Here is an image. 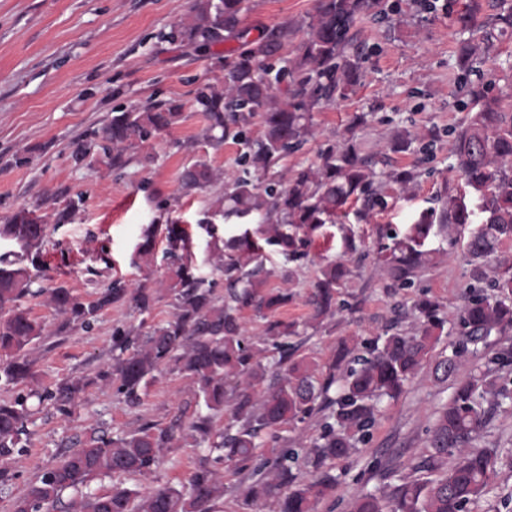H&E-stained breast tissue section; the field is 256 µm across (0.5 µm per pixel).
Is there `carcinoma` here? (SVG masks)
<instances>
[{"label": "carcinoma", "mask_w": 512, "mask_h": 512, "mask_svg": "<svg viewBox=\"0 0 512 512\" xmlns=\"http://www.w3.org/2000/svg\"><path fill=\"white\" fill-rule=\"evenodd\" d=\"M481 10L479 0H471L458 15V23L465 28L474 25ZM250 11L251 0H193L190 12L158 38L195 49L209 50L229 40L240 47L218 60V74L199 83L190 100L114 112L104 126L85 129L72 151L77 162L101 158L110 169L120 171L130 161L128 153L184 121L188 111L201 113L206 121L205 144L216 149L227 141L241 145L244 175L225 179L224 194L203 213L226 223L257 219L254 227L229 239L205 229L215 257L213 271L224 281V294H217L216 280L194 264L190 239L179 224H167L162 230L150 225L135 253L137 261L150 256L158 231H163L169 266L162 288L116 280L85 302L63 283L36 286L29 268L0 259V385L16 386L33 378L30 345L71 327L88 329L103 311L128 304L141 320L136 326L112 329L111 361L90 378L64 380L45 391L43 398L68 417L78 394L97 384L138 405L157 373L168 366L191 382L194 403L201 410L187 423L180 418L166 426L146 421L126 434L111 436L103 431L89 436L31 482L13 501L12 512H219L225 467L248 474L251 483L243 493L248 512H314L315 504L336 488V475L327 463L351 455L372 423L377 403L401 395L430 359L435 379L452 378L454 386L428 429L425 455L418 465L424 476L379 496L357 494L351 512H469V506L497 480V449L475 448L472 442L487 422L484 404L512 400V389L498 383L490 368L464 380H456V375L478 345L493 335L512 334V256L501 250L512 245V93L491 94L468 83L467 74L479 60L481 46L466 45L459 79L472 108L452 130L449 145L452 168L461 183L444 186L437 193V206L422 210L404 232L381 230L378 244L384 288L392 291L411 285L431 265L437 250L426 248L430 238L455 241L474 223L466 251L474 264L475 281L495 295L471 291L453 322L457 340L448 353H435L448 335V315L436 300L422 296L412 305L414 334L387 331L366 342L342 336L330 362L321 365L298 354L300 344L288 338L316 330L336 314L337 296L348 287L351 275L347 256L358 251L346 219L352 213L364 221L386 201L375 185L372 158L361 152L351 134L337 146L328 145L319 163L291 175L282 171L281 161L316 136L313 112L347 97L361 84L357 25L368 16L389 18L394 6L388 0H316L314 12L301 22L281 24L258 39L250 38L244 26ZM299 31L304 32L303 39L291 57L282 59L281 51ZM509 33L512 9H502L487 35ZM284 79L288 84L278 99L273 89ZM256 117L263 133L252 140L246 130ZM415 141L398 131L388 150L406 153ZM417 177L413 168L393 173V181L404 192ZM220 179V173L199 159L183 170L180 184L190 194ZM82 204V195L70 198L55 211V224L70 221ZM327 224L339 225L343 257L319 262L307 300L310 317L302 324L289 321L281 314L294 293L269 287L266 248H278L286 262L299 268L308 258V241ZM47 236V221L34 210H18L0 224V241L18 244L34 265ZM42 294L64 317L60 325L37 320L25 306L28 297ZM166 296L172 300L173 317L163 324L148 323L154 305ZM245 310L264 321L263 338L257 342L247 339ZM317 372L322 376L316 377ZM337 383L340 391L333 397L330 391ZM27 399L19 393L0 401V460L25 452ZM227 405L232 407L231 422L219 428L215 419ZM316 412L326 416L312 445L273 448L272 458L257 462L264 437L276 440L285 426ZM186 435L192 446L201 449L188 484L141 492L115 483L104 493L83 492L100 476L151 472ZM300 459L312 468L305 479L293 472ZM67 491L75 494L68 501L64 500Z\"/></svg>", "instance_id": "cac0c4a2"}]
</instances>
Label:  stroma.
I'll use <instances>...</instances> for the list:
<instances>
[{
    "instance_id": "obj_1",
    "label": "stroma",
    "mask_w": 512,
    "mask_h": 512,
    "mask_svg": "<svg viewBox=\"0 0 512 512\" xmlns=\"http://www.w3.org/2000/svg\"><path fill=\"white\" fill-rule=\"evenodd\" d=\"M393 2L396 10L389 22L367 19L358 27L361 85L347 98L316 112V138L281 163L282 169L292 172L318 162L321 150L340 143L349 127L367 154L383 152L397 130L418 136L433 128L439 135L429 149L391 155L394 167L416 166L420 176L406 192L388 185L386 209L375 213L369 223L355 225L360 255L350 264V286L342 295L348 308L337 313L333 323L304 336L300 348L321 363L331 357L337 337L371 339L393 324L410 331L411 306L420 295L435 298L445 312L455 313L474 282L464 242L436 238L431 242L439 251L435 267L411 287L386 294L376 234L382 225L400 228L410 223L416 211L431 206L443 182L455 176L449 168L448 131L470 105L458 82L462 43L486 42L476 79L496 94L504 87L502 67L512 64V39L487 42L482 30H461L455 17L467 0H439L440 7L434 11L425 9L421 0ZM191 4L192 0H0V218L22 208L50 215L55 207L64 206L66 197L78 193L85 200L69 223L50 229L40 262H31L15 244L0 242V254L31 266L41 285L65 283L88 301L118 278L132 283L146 277L164 280V237L156 239L153 265L140 268L132 259L144 230L170 221L181 224L191 236L197 265L209 258V238L197 222L223 193L224 185L218 182L205 191L184 195L179 191L180 174L200 158L223 174L240 172L241 166L237 145L228 142L215 150L199 141L204 126L200 113H190L184 122L134 153L122 177H115L102 162L78 165L70 157L72 141L86 128L106 124L113 112L189 100L196 80L213 76L215 56L235 48V41L218 46L216 52L202 53L157 37ZM313 10L314 0H252L246 25L257 37L275 25L300 22ZM357 114L363 115L364 122L355 127L351 120ZM24 150L30 163L14 165V154ZM341 252L336 228L312 237L308 259L288 285L281 276L286 268L283 258L270 254V287L287 285L297 294L295 302L283 310L284 318L301 323L308 319L305 295L316 265ZM139 321L132 307L115 306L104 311L91 330L47 338L29 353L33 380L0 387V398L93 374L112 357L113 326ZM451 393V382L437 381L431 365H424L398 399L381 404L373 426L351 456L335 462L336 489L316 504L315 512H350L355 494L378 492L416 478L426 429ZM190 400L189 380L166 369L137 407L129 406L112 389L96 385L79 395L68 418L50 405L34 404L31 444L12 463V480L0 485V512H12L13 500L60 461L62 449L86 439L92 430L103 428L120 435L136 430L147 419L166 425L186 410ZM475 445L499 450V477L470 512H506L504 502L512 498V405L494 408ZM196 454L190 440H181L151 473L127 477L124 483L139 490L187 483Z\"/></svg>"
}]
</instances>
